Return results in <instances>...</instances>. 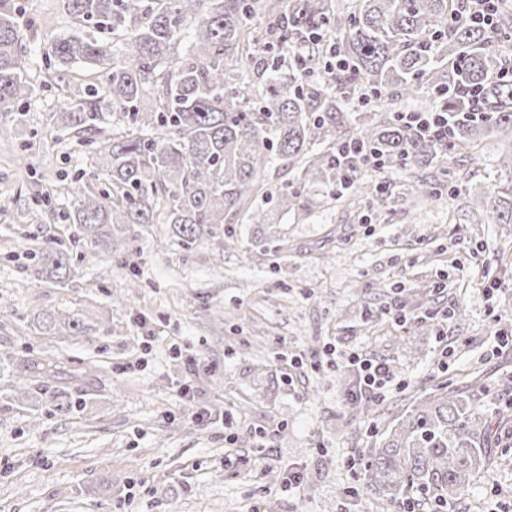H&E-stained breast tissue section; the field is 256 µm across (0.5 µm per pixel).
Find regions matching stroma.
<instances>
[{"label": "stroma", "instance_id": "1", "mask_svg": "<svg viewBox=\"0 0 512 512\" xmlns=\"http://www.w3.org/2000/svg\"><path fill=\"white\" fill-rule=\"evenodd\" d=\"M22 3L34 93L24 124L0 113V371L86 405L58 416L44 396L0 400V512H384L357 490L364 454L417 396L475 376L492 390L496 483L476 480L452 512H512V412L497 413L512 398V346L494 340L512 323V224L465 220L478 196L512 185V145L449 148L438 181L454 194L426 196L415 183L430 169L393 164L368 173L381 203L314 187L307 209L273 224H228L189 247L157 245L168 227L148 224L89 256L66 215L95 156L49 117L74 88L104 83L88 63L48 67L44 51L77 29L104 33L62 0ZM48 238L74 258L66 284L29 275ZM459 306L464 319L446 320ZM352 351L395 377L370 417L347 398ZM199 407L211 423L191 420Z\"/></svg>", "mask_w": 512, "mask_h": 512}]
</instances>
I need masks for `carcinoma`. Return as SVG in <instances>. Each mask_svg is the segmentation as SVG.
I'll list each match as a JSON object with an SVG mask.
<instances>
[{"label":"carcinoma","instance_id":"carcinoma-1","mask_svg":"<svg viewBox=\"0 0 512 512\" xmlns=\"http://www.w3.org/2000/svg\"><path fill=\"white\" fill-rule=\"evenodd\" d=\"M64 7L120 38L112 45L72 34L46 53L51 63L93 64L106 78L105 96L76 94L53 114L57 127L97 131L100 114L112 112L130 130L92 140L96 167L76 178L104 176L112 184L110 192H75L68 216L95 253L133 241L136 224H166L170 236L191 246L238 216L247 224L272 223L271 209L244 213L242 206L270 175L273 154L300 164L298 186L271 191L276 209L285 211L302 207L307 189L336 185V156L349 144L388 161L437 168L444 149L407 127L393 106L423 86L441 95L452 146L512 140L508 30L472 22L462 0H355L346 13L332 0H64ZM260 14L268 23L257 31L252 21ZM191 19L195 36L181 54ZM27 26L20 0H0V112L16 114L19 123L33 92L19 37ZM173 53L171 70H161ZM244 58L261 76L248 90L225 74V63ZM151 86L159 95L147 109ZM338 89L386 106L348 114ZM466 90L479 97L477 118ZM316 143L326 150L312 154ZM491 203L473 207L468 221L481 224L490 210L498 223L511 224L512 202ZM33 260L37 279L70 278V256L52 239ZM484 393L479 382L447 384L417 398L364 459L363 494L397 509L412 490L426 512L464 503L490 464ZM51 403L63 415L83 406L65 391Z\"/></svg>","mask_w":512,"mask_h":512}]
</instances>
